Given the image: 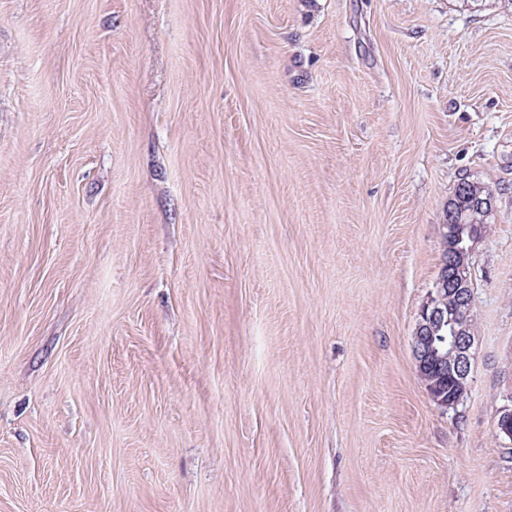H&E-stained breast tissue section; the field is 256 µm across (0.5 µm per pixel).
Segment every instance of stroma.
Instances as JSON below:
<instances>
[{
  "instance_id": "stroma-1",
  "label": "stroma",
  "mask_w": 512,
  "mask_h": 512,
  "mask_svg": "<svg viewBox=\"0 0 512 512\" xmlns=\"http://www.w3.org/2000/svg\"><path fill=\"white\" fill-rule=\"evenodd\" d=\"M509 406L512 0H0V512H512ZM472 183L484 190L483 198L479 194L470 196L472 205L479 210L488 209L491 213L492 194L484 186ZM454 193L448 201V223L443 224L446 230L441 266L443 275L436 280L431 297L423 305L412 337V353L418 373L429 381L427 391L432 400L445 408L456 406L469 388L472 349L476 340L471 256L475 245L485 236L486 224L479 223L488 224L489 218H484V211L468 206L461 209L458 197L452 201ZM450 202L456 210L458 224L450 221ZM463 232L467 235L463 236ZM430 363L453 383L452 395L446 397L428 379L425 367Z\"/></svg>"
}]
</instances>
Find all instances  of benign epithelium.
<instances>
[{
  "instance_id": "1",
  "label": "benign epithelium",
  "mask_w": 512,
  "mask_h": 512,
  "mask_svg": "<svg viewBox=\"0 0 512 512\" xmlns=\"http://www.w3.org/2000/svg\"><path fill=\"white\" fill-rule=\"evenodd\" d=\"M443 275L435 282L423 305L412 337V353L421 378L425 367L433 365L451 381L454 393L446 396L432 382L428 393L437 405L456 406L467 394L472 349L476 336L473 313L471 256L484 236L482 224L443 225Z\"/></svg>"
}]
</instances>
